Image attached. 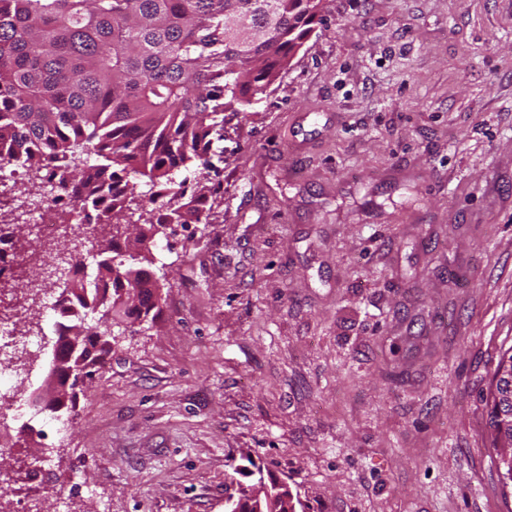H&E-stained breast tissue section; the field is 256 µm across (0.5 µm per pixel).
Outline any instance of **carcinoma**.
Returning <instances> with one entry per match:
<instances>
[{
    "mask_svg": "<svg viewBox=\"0 0 512 512\" xmlns=\"http://www.w3.org/2000/svg\"><path fill=\"white\" fill-rule=\"evenodd\" d=\"M328 0H0V158L43 181L59 176L64 226L103 224L113 256L63 288L112 319L76 326L80 370L112 351V326L157 307L162 285L143 263L169 224H200L205 197L184 200L185 172L208 168L223 112L246 113L323 22ZM146 191H137L139 181ZM131 225L130 233L124 226ZM494 370L489 427L512 482L511 406ZM270 482L262 512H296Z\"/></svg>",
    "mask_w": 512,
    "mask_h": 512,
    "instance_id": "obj_1",
    "label": "carcinoma"
}]
</instances>
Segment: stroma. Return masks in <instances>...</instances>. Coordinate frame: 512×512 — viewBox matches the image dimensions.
<instances>
[{
	"instance_id": "35a3bbf8",
	"label": "stroma",
	"mask_w": 512,
	"mask_h": 512,
	"mask_svg": "<svg viewBox=\"0 0 512 512\" xmlns=\"http://www.w3.org/2000/svg\"><path fill=\"white\" fill-rule=\"evenodd\" d=\"M210 161L158 308L21 442L48 356L17 379L0 471L45 450L37 512H224L247 453L303 512H512V0H330ZM512 372V346L505 350L494 370L493 388L490 392V420L489 427L492 435V448L499 468L503 471L506 481L512 482V433L510 425L511 406L504 405L503 388L501 383L504 377H510ZM499 398V399H498Z\"/></svg>"
}]
</instances>
